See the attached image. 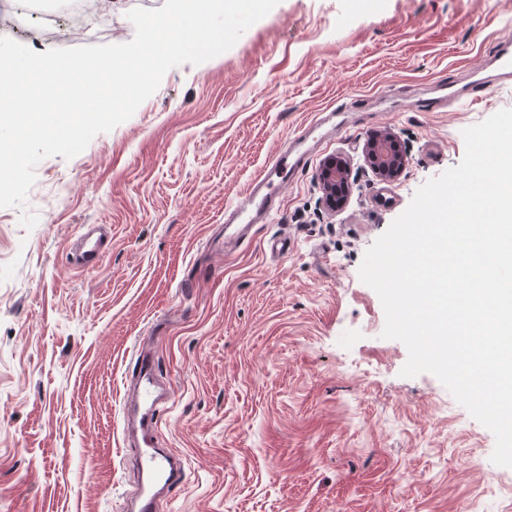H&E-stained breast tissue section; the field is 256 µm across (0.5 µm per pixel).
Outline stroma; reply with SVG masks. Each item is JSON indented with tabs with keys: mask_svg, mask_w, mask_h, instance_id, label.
Masks as SVG:
<instances>
[{
	"mask_svg": "<svg viewBox=\"0 0 512 512\" xmlns=\"http://www.w3.org/2000/svg\"><path fill=\"white\" fill-rule=\"evenodd\" d=\"M164 2L114 0L76 40L53 21L72 0H29L19 21L45 51L118 44L130 10ZM511 33L512 0H279L82 153L40 161L37 224L0 208V512H126L140 479L125 385L153 335L171 395L155 437L185 469L159 512H512L494 434L434 375L401 376L408 350L382 338L358 275L417 189L461 162L463 129L512 108V82H491ZM329 114L266 223L215 256L225 210ZM383 130L408 157L393 182L361 154ZM331 157L351 170L335 210L315 182ZM87 224L112 236L93 270L68 257Z\"/></svg>",
	"mask_w": 512,
	"mask_h": 512,
	"instance_id": "35a3bbf8",
	"label": "stroma"
}]
</instances>
